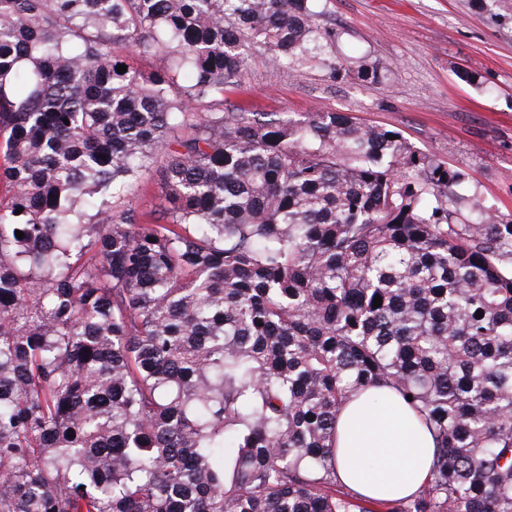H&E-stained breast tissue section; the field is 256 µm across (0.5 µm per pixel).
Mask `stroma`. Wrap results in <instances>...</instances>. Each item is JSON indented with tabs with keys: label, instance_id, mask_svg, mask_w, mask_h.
I'll use <instances>...</instances> for the list:
<instances>
[{
	"label": "stroma",
	"instance_id": "1",
	"mask_svg": "<svg viewBox=\"0 0 512 512\" xmlns=\"http://www.w3.org/2000/svg\"><path fill=\"white\" fill-rule=\"evenodd\" d=\"M317 22L335 30L327 64H274L247 48L238 85L224 95L236 112H346L399 131L422 151L465 172L461 194L494 205L512 222V0H320ZM382 79L332 77L352 58ZM467 70V84L457 77Z\"/></svg>",
	"mask_w": 512,
	"mask_h": 512
}]
</instances>
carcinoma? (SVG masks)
<instances>
[{"mask_svg": "<svg viewBox=\"0 0 512 512\" xmlns=\"http://www.w3.org/2000/svg\"><path fill=\"white\" fill-rule=\"evenodd\" d=\"M314 2L0 0V512H356L380 387L434 441L388 512H512V224L395 130L224 111L248 44L325 62ZM133 205L140 210H159L161 196L158 189L156 168L145 171L139 181L130 188Z\"/></svg>", "mask_w": 512, "mask_h": 512, "instance_id": "carcinoma-1", "label": "carcinoma"}]
</instances>
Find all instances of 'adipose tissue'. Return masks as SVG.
I'll return each mask as SVG.
<instances>
[{
    "mask_svg": "<svg viewBox=\"0 0 512 512\" xmlns=\"http://www.w3.org/2000/svg\"><path fill=\"white\" fill-rule=\"evenodd\" d=\"M336 461L341 481L360 497L390 501L418 493L426 484L433 439L399 393L386 390L379 404L348 401L336 423ZM379 457L366 465L367 456Z\"/></svg>",
    "mask_w": 512,
    "mask_h": 512,
    "instance_id": "obj_1",
    "label": "adipose tissue"
}]
</instances>
